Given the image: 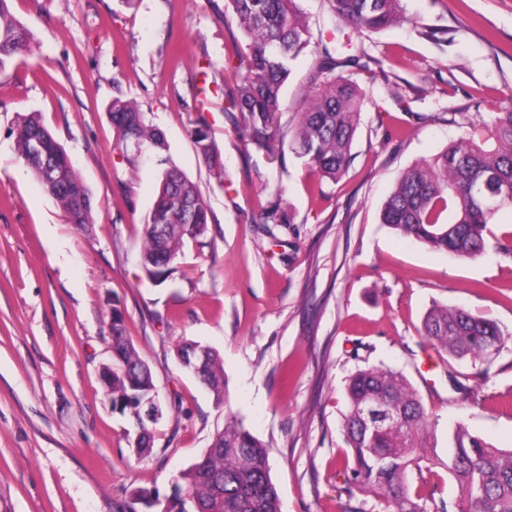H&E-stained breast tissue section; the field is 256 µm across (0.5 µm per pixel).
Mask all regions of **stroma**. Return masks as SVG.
<instances>
[{"label":"stroma","instance_id":"35a3bbf8","mask_svg":"<svg viewBox=\"0 0 512 512\" xmlns=\"http://www.w3.org/2000/svg\"><path fill=\"white\" fill-rule=\"evenodd\" d=\"M403 6L411 23L360 33L327 0H299L313 39L283 88L271 156L243 144L226 110L222 91L240 79L247 39L225 0H12L33 41L0 72V512H162L171 477L198 461L230 414L269 447L281 512H355L364 498L347 493L345 386L379 364L417 392L440 457L459 423L512 448V256L490 245L456 259L380 222L401 172L512 105V0ZM328 53L366 94L336 182L291 150ZM115 99L163 131L211 209L205 234L161 283L140 263L155 178L133 175L117 148ZM32 112L90 187L92 223H69L18 159L14 131ZM201 118L223 178L192 140ZM274 204L294 223H264ZM435 303L495 321L507 333L502 350L477 364L448 360L422 334ZM115 306L164 406L141 459L100 377ZM186 340L220 352L223 400L179 367ZM452 371L468 376L469 393L452 389ZM411 484L457 512L445 469ZM142 491L159 502L145 506Z\"/></svg>","mask_w":512,"mask_h":512}]
</instances>
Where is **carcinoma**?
Returning a JSON list of instances; mask_svg holds the SVG:
<instances>
[{
  "label": "carcinoma",
  "instance_id": "1",
  "mask_svg": "<svg viewBox=\"0 0 512 512\" xmlns=\"http://www.w3.org/2000/svg\"><path fill=\"white\" fill-rule=\"evenodd\" d=\"M0 0V71L30 47V33ZM248 39L239 59L243 71L230 95L240 114L239 135L269 153L278 148L282 87L293 63L311 44L312 33L297 0H227ZM331 10L352 29L383 30L410 21L401 0H328ZM323 67L318 92L299 113L292 145L310 170L332 181L346 171L363 105V94L350 80ZM127 163L138 169L149 155L156 190L145 224L141 266L159 279L172 270L185 244L204 234L209 208L195 183L176 165L164 133L131 101L115 99L108 109ZM196 150L217 177L219 149L203 124L192 132ZM40 159H30L35 141ZM17 157L34 175L72 224H91L92 192L67 151L36 114L24 116L15 136ZM512 211V105L495 112L484 129L456 142L398 177L381 210V223L399 235L460 259H474L486 249L485 232L500 215ZM451 219L443 223V212ZM423 333L449 358L481 361L497 353L505 333L494 321L462 307L432 306ZM198 380L223 400L225 377L220 353L208 348ZM112 410L136 420L128 438L139 458L153 447L150 424L140 411L159 400L146 360L125 336L121 310L112 307V371L104 378ZM344 442L351 450L352 484L372 497V512H428L424 497L411 491L410 475L443 467L455 480L459 512H512V449L503 450L459 424L448 439L447 459L429 452L430 417L407 378L386 366L355 371L345 388ZM392 416L380 424L373 414ZM269 448L231 415L205 454L172 481L171 512H281L280 496L270 475Z\"/></svg>",
  "mask_w": 512,
  "mask_h": 512
}]
</instances>
